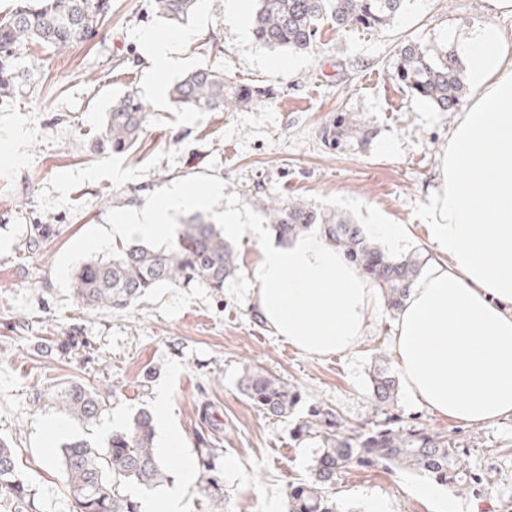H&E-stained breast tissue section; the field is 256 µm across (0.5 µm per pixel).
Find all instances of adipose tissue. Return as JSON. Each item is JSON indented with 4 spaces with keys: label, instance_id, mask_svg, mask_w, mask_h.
<instances>
[{
    "label": "adipose tissue",
    "instance_id": "ef3b65f1",
    "mask_svg": "<svg viewBox=\"0 0 512 512\" xmlns=\"http://www.w3.org/2000/svg\"><path fill=\"white\" fill-rule=\"evenodd\" d=\"M474 101L441 159L431 200L434 255L395 327L410 396L467 425L512 415V41L493 24L458 45ZM201 194L173 189L117 216L114 236L164 237ZM251 307L271 334L310 357L358 344L381 297L317 232L267 234Z\"/></svg>",
    "mask_w": 512,
    "mask_h": 512
}]
</instances>
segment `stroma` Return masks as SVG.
<instances>
[{
    "label": "stroma",
    "mask_w": 512,
    "mask_h": 512,
    "mask_svg": "<svg viewBox=\"0 0 512 512\" xmlns=\"http://www.w3.org/2000/svg\"><path fill=\"white\" fill-rule=\"evenodd\" d=\"M97 34L65 51L31 44L21 49L24 71L13 95L0 98V439L15 448L33 492L32 512H72L61 448L75 440L104 443L140 409L155 413V444L171 465L164 486L129 482L138 502L175 488L185 462H197L199 436L208 433L224 474L225 505L212 504L200 485L183 500L184 512H286L288 483L306 478L313 449L295 447L287 420L263 415L245 398L239 380L252 366L301 388L305 403L336 408L352 422L373 414L370 369L380 353L394 354L396 313L382 309L351 351L312 358L271 336L250 303L258 282L261 240L246 234L233 246L240 269L222 292L194 285L154 289L124 311L88 310L71 295L73 269L111 258L127 246L114 238L118 212L143 206L174 187L224 185L221 197L199 211L216 223L237 211L245 224H266L258 199L303 200L315 213L334 211L367 224L380 210L407 225L405 254L433 255L427 224L440 160L461 113L442 112L402 91L393 62L405 45L435 54L455 47L480 22L494 20L512 37V14L492 16L489 0H407L378 32L340 31L322 22L309 51L258 43L250 18L224 15V0H198L193 15L174 25L151 0H110ZM188 33L182 68L162 78L156 92L144 60V37ZM290 69H274V60ZM223 70L244 84L273 88V97L235 112H183L167 92L186 72ZM133 92L147 103L150 121L136 150L100 151L102 118L113 99ZM50 229L40 248L32 228ZM100 236L92 246L88 237ZM84 338L70 353L47 345ZM68 381L101 385L112 396L99 421L86 426L43 387ZM216 422L203 424L201 403ZM399 413L466 446L471 468L486 477L482 494L438 488L419 492L425 479L384 469L341 474L337 512H366L370 499L387 512H512V416L467 426L432 412L399 392ZM181 445L165 451L169 433Z\"/></svg>",
    "instance_id": "1"
}]
</instances>
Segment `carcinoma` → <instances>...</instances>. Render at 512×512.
Wrapping results in <instances>:
<instances>
[{
    "mask_svg": "<svg viewBox=\"0 0 512 512\" xmlns=\"http://www.w3.org/2000/svg\"><path fill=\"white\" fill-rule=\"evenodd\" d=\"M405 0H258L253 35L273 48L306 51L312 48L318 24L331 20L338 31H378L402 9ZM197 0H154L159 16L182 22L192 15ZM107 0H17L0 18V97L15 89L17 67L7 64L14 52L30 43L56 51L86 41L102 25ZM395 78L413 97L430 102L441 112L453 110L464 90L461 61L452 51L432 55L408 44L397 53ZM269 96L258 86L243 87L224 71L199 68L177 81L170 97L183 112H232ZM147 105L131 94L112 102L100 130L99 145L122 153L133 148L149 122ZM262 206L276 233L299 235L318 223L323 235L379 289L392 311L403 308L411 286L426 260L410 256L396 260L367 239L348 218L330 213L318 217L298 200L268 197ZM239 269L238 257L224 230L197 213L182 222L176 236L161 248L134 244L107 260H90L72 277V295L86 307L126 310L161 285L197 284L216 291ZM372 418L349 423L337 410L312 403L294 417L303 402L298 388L272 374L247 369L240 379L242 394L262 413L279 419L295 418L290 439L315 449L306 479L288 484L287 512H336L331 500L336 479L348 469H388L423 474L458 491L481 492L484 477L474 472L457 442L443 433L400 419L395 402L399 378L390 357L379 355L370 374ZM48 396L58 409L83 424L95 422L110 391L71 383L39 396ZM199 461L203 491L216 504L224 503V476L213 463L212 441L201 439ZM60 464L67 479L72 512H141L138 502L124 493L130 481L149 489L168 481L169 467L155 449V419L143 408L127 425L112 432L100 446L87 440L61 449ZM0 497L14 512H28L32 488L20 474L12 446L0 439Z\"/></svg>",
    "mask_w": 512,
    "mask_h": 512,
    "instance_id": "carcinoma-1",
    "label": "carcinoma"
}]
</instances>
